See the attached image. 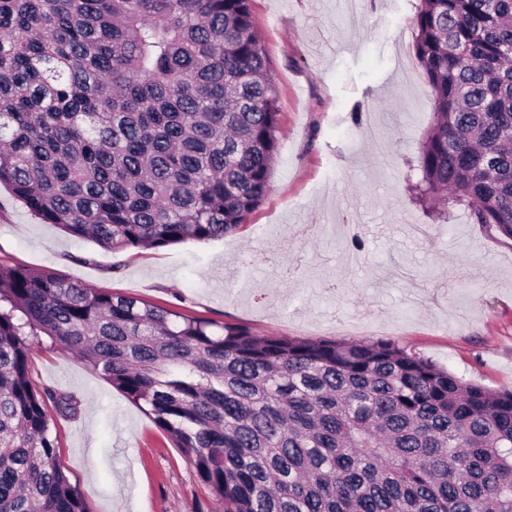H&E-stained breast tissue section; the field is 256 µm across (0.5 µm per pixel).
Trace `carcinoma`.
<instances>
[{"instance_id": "obj_1", "label": "carcinoma", "mask_w": 512, "mask_h": 512, "mask_svg": "<svg viewBox=\"0 0 512 512\" xmlns=\"http://www.w3.org/2000/svg\"><path fill=\"white\" fill-rule=\"evenodd\" d=\"M252 0H0V184L121 251L234 233L271 189L279 95ZM436 215L512 238V0H419ZM47 337L182 449L219 512H512V390L393 340L257 336L0 266V512H87L36 389Z\"/></svg>"}]
</instances>
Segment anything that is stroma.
Instances as JSON below:
<instances>
[{
    "label": "stroma",
    "instance_id": "stroma-1",
    "mask_svg": "<svg viewBox=\"0 0 512 512\" xmlns=\"http://www.w3.org/2000/svg\"><path fill=\"white\" fill-rule=\"evenodd\" d=\"M418 0H253L280 96L272 189L226 237L109 251L43 222L0 186V265L50 272L259 336L394 340L458 377L512 389V239L407 183L434 99L413 42ZM362 249H355L353 239ZM35 388L88 512H215L180 448L140 406L50 341Z\"/></svg>",
    "mask_w": 512,
    "mask_h": 512
}]
</instances>
